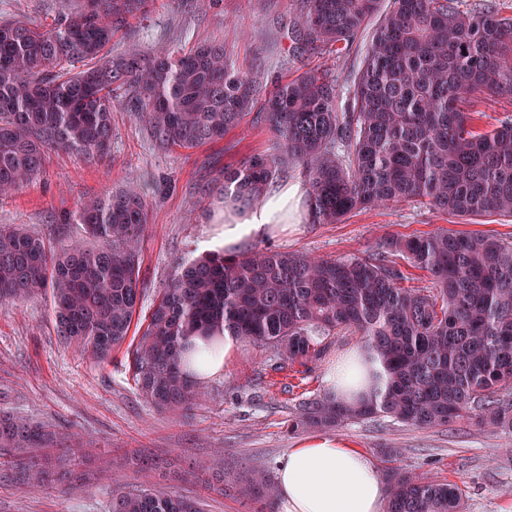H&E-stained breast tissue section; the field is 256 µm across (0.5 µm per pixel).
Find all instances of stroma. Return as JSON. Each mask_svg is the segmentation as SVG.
Here are the masks:
<instances>
[{"mask_svg":"<svg viewBox=\"0 0 512 512\" xmlns=\"http://www.w3.org/2000/svg\"><path fill=\"white\" fill-rule=\"evenodd\" d=\"M62 0H0V19L37 25L54 22ZM301 23V0H158L143 18L130 20L112 41L114 52L177 54L220 43L227 58L256 83L264 100L281 82L308 70L344 83L362 65L368 40L360 36L342 52L292 50ZM271 131L246 114L223 139L184 150L163 148L126 106L112 112L108 154L87 160L50 152L43 175L0 197V226L12 224L54 241L79 239L84 229L63 218L82 203L132 186L150 202L141 245L144 299L130 333L147 324L155 295L176 264L201 254L213 228L210 213L224 171L270 153ZM448 230L512 242V217H461L420 204L356 209L336 224L303 222L271 239L279 251L314 257H363L387 236ZM209 397L190 411L160 412L137 393L127 348L96 362L57 332L51 300L0 303V412L55 433L39 450L0 448V512H112V488L166 485L202 502L204 512H270L244 491L256 470L276 476L289 448L313 436L289 429L304 399L326 388L323 364L300 374L278 358L240 342L223 373L204 380ZM336 435L366 453L377 466L458 484L467 512H512V436L460 421L432 430L371 419L337 427ZM39 461L68 472L64 483L28 491L13 478L16 461Z\"/></svg>","mask_w":512,"mask_h":512,"instance_id":"stroma-1","label":"stroma"}]
</instances>
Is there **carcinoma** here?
<instances>
[{
    "mask_svg": "<svg viewBox=\"0 0 512 512\" xmlns=\"http://www.w3.org/2000/svg\"><path fill=\"white\" fill-rule=\"evenodd\" d=\"M154 0H79L50 27L0 21V194L36 181L51 149L91 159L108 152L112 108L133 112L160 146L219 140L255 103L253 80L218 45L179 55L112 53L116 30ZM294 52L364 32L380 0H306ZM81 67H76V64ZM347 95V110L337 101ZM512 97V17L460 0H390L363 65L343 87L306 71L280 84L257 113L275 152L224 172L242 207L264 198L288 166L310 186L314 224L350 211L422 203L458 216L512 217V117L475 130L474 99ZM95 242L56 244L0 226V301L49 291L57 331L99 362L121 347L140 305L144 194L115 192L66 218ZM400 256L433 287L404 288ZM354 332L385 369L365 398L328 390L302 402L291 428L388 418L428 430L462 419L512 434V243L448 231L388 237L365 258H314L271 249L206 254L177 264L131 350L132 380L158 411L204 397L186 373L192 339L221 353L228 333L302 365L326 358L325 340ZM45 438L0 415V447ZM14 478L37 489L46 472L24 463ZM385 512H462V488L393 466ZM112 512H203L167 487L112 491Z\"/></svg>",
    "mask_w": 512,
    "mask_h": 512,
    "instance_id": "carcinoma-1",
    "label": "carcinoma"
}]
</instances>
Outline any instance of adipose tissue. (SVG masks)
Listing matches in <instances>:
<instances>
[{"label": "adipose tissue", "mask_w": 512, "mask_h": 512, "mask_svg": "<svg viewBox=\"0 0 512 512\" xmlns=\"http://www.w3.org/2000/svg\"><path fill=\"white\" fill-rule=\"evenodd\" d=\"M308 192L307 183L288 181L244 212L217 210L216 228L205 240V250L232 255L291 230L307 213ZM382 373L372 353L355 347L337 355L326 371V381L340 397L352 400L367 393ZM277 492L285 512H383L388 487L366 454L341 437L318 435L301 440L281 460Z\"/></svg>", "instance_id": "adipose-tissue-1"}]
</instances>
